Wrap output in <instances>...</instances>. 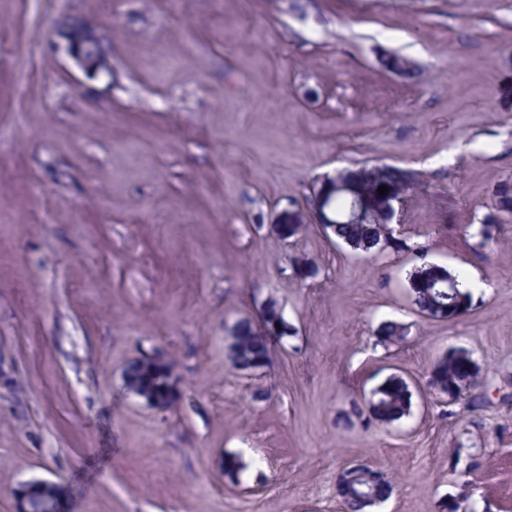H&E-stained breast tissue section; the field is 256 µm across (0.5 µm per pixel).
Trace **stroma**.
I'll use <instances>...</instances> for the list:
<instances>
[{"label": "stroma", "instance_id": "35a3bbf8", "mask_svg": "<svg viewBox=\"0 0 512 512\" xmlns=\"http://www.w3.org/2000/svg\"><path fill=\"white\" fill-rule=\"evenodd\" d=\"M80 17L111 79L52 51ZM375 164L421 175L405 250L272 232L315 181ZM507 178L512 0H0V512L33 479L70 512H341L356 461L394 483L371 512H445L463 487L471 512H512V217L474 246ZM425 261L477 277L467 316L417 311ZM270 299L289 334L240 371L224 328ZM387 321L406 341L380 343ZM451 348L481 368L477 412L430 386ZM151 352L179 379L164 410L122 381ZM392 373L410 416L343 423ZM452 448L482 468L450 471Z\"/></svg>", "mask_w": 512, "mask_h": 512}]
</instances>
